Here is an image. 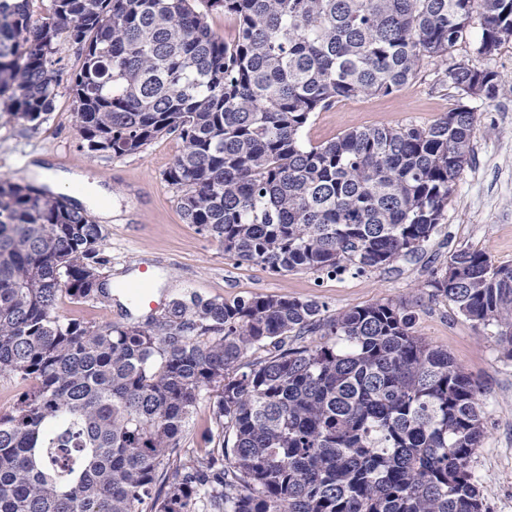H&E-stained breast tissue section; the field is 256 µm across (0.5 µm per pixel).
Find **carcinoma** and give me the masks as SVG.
<instances>
[{
	"instance_id": "1",
	"label": "carcinoma",
	"mask_w": 512,
	"mask_h": 512,
	"mask_svg": "<svg viewBox=\"0 0 512 512\" xmlns=\"http://www.w3.org/2000/svg\"><path fill=\"white\" fill-rule=\"evenodd\" d=\"M0 0V96L36 128L60 88L81 147L140 152L175 133L163 173L183 220L274 274L385 269L422 251L471 162L473 108L307 147L311 116L387 96L447 57L512 41V0ZM234 19L227 42L208 15ZM460 95L502 76L455 64ZM102 225L44 187L0 177V376L27 383L0 416V512H486L471 462L481 386L414 331L409 303L329 315L316 300L198 294L142 322L60 319L112 298ZM512 359V264L458 251L429 281ZM221 453L178 458L201 392Z\"/></svg>"
}]
</instances>
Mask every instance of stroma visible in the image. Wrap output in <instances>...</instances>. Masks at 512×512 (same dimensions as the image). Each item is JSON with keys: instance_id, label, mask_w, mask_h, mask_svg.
<instances>
[{"instance_id": "stroma-1", "label": "stroma", "mask_w": 512, "mask_h": 512, "mask_svg": "<svg viewBox=\"0 0 512 512\" xmlns=\"http://www.w3.org/2000/svg\"><path fill=\"white\" fill-rule=\"evenodd\" d=\"M480 34L479 20H472L466 38L452 48L446 61L423 63L416 77L393 94L337 102L312 115L302 130L303 141L316 146L366 126H424L455 107L459 98L446 73L448 65L463 63L505 77L495 99L470 102L479 115L471 138L473 160L457 180L446 216L424 253L363 274H272L226 255L216 240L184 222L177 192L163 179L182 148L176 135L155 139L133 155L91 156L80 147L72 99L64 91L37 129L1 117L0 176L29 182L26 170L37 157L60 170L79 171L87 182L108 185L112 191V222L104 227L109 263L103 270L113 285L112 299L65 298L57 315L93 325L140 321L149 310L131 306L123 286L144 268L151 273L149 298L162 306L188 293L227 301L288 295L318 301L332 314L380 299L409 301L417 334L447 349L482 383L488 432L472 468L487 512H512V360L501 358L491 330L474 327L451 301L433 296L428 285L432 271L445 266L457 251H481L496 263L512 264V42L484 56L475 50ZM216 400V390L201 392L181 435V457L217 453L216 443L205 439L216 428Z\"/></svg>"}]
</instances>
